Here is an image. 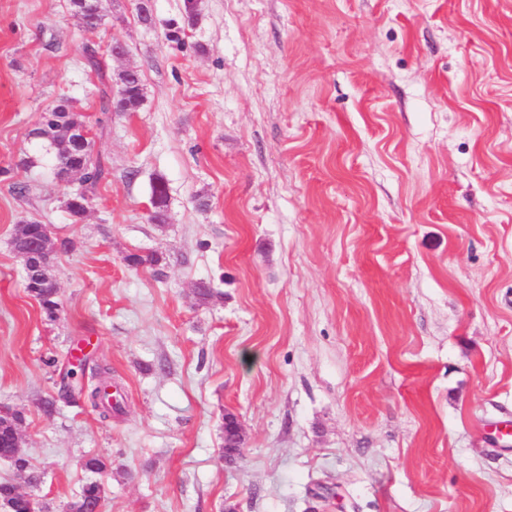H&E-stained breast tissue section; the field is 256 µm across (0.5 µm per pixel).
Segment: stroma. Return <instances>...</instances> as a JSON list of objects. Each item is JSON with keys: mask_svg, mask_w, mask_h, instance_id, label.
I'll list each match as a JSON object with an SVG mask.
<instances>
[{"mask_svg": "<svg viewBox=\"0 0 512 512\" xmlns=\"http://www.w3.org/2000/svg\"><path fill=\"white\" fill-rule=\"evenodd\" d=\"M138 2L90 29L0 0V405L30 493L65 512L98 456L101 512H512V0ZM87 45L139 109L100 120ZM63 99L107 171L79 220L32 135ZM31 221L73 244L52 321L11 247ZM101 367L106 421L63 390Z\"/></svg>", "mask_w": 512, "mask_h": 512, "instance_id": "obj_1", "label": "stroma"}]
</instances>
